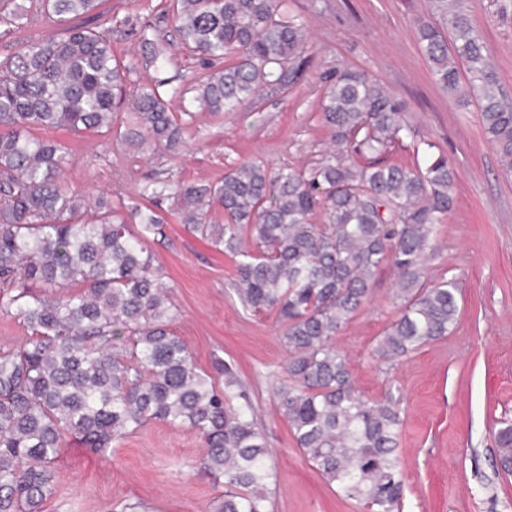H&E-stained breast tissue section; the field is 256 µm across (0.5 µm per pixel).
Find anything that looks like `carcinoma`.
Listing matches in <instances>:
<instances>
[{
    "instance_id": "obj_1",
    "label": "carcinoma",
    "mask_w": 512,
    "mask_h": 512,
    "mask_svg": "<svg viewBox=\"0 0 512 512\" xmlns=\"http://www.w3.org/2000/svg\"><path fill=\"white\" fill-rule=\"evenodd\" d=\"M101 2L0 0L11 36L0 44V312L31 331L0 348V512H41L66 436L102 453L151 422L202 439L201 468L224 482L216 512H271V450L250 389L222 360L211 373L199 367L172 330V287L148 250L164 237L166 201L189 231L238 257L242 306L282 326L288 356L276 399L297 447L346 499L399 512L400 397L365 396L335 340L384 263L399 275L400 313L373 349L377 360L399 362L457 322L456 283L420 282L435 224L454 207L448 158L423 169L379 160L409 131L402 106L366 72L344 70L322 103L338 149L311 168L246 162L215 185L147 177L144 206L129 211L107 191L77 195L61 177L67 148L32 131L106 133L173 153L184 146L183 120L283 92L308 62L304 23L282 14L283 0H174L179 45L201 61L190 86L168 75L172 44L149 22L134 29L140 56L128 62L112 55L110 26L18 39ZM431 2L438 20L419 22L417 37L434 80L478 97L484 133L511 172L512 101L474 26L473 0ZM141 65L155 73L145 84L130 81ZM317 212L325 223L311 222ZM495 444L511 475L512 423Z\"/></svg>"
}]
</instances>
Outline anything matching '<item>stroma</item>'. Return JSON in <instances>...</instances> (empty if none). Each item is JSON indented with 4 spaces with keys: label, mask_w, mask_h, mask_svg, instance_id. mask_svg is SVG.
Returning a JSON list of instances; mask_svg holds the SVG:
<instances>
[{
    "label": "stroma",
    "mask_w": 512,
    "mask_h": 512,
    "mask_svg": "<svg viewBox=\"0 0 512 512\" xmlns=\"http://www.w3.org/2000/svg\"><path fill=\"white\" fill-rule=\"evenodd\" d=\"M288 16L302 20L312 47L302 78L276 97L218 116L199 114L179 152L149 155L131 147L105 148L104 137L52 131L72 161L63 180L89 196L107 190L134 206L145 176L215 183L241 163L259 160L275 169H304L331 146L320 102L326 77L361 69L405 106L417 132L402 139L387 162H426L445 154L455 172V207L436 224L423 278L455 281L458 320L448 336L394 366L372 354L395 319L397 274L376 273L368 301L336 337L357 387L367 397L399 392V453L406 473L402 512H512V476L493 465L494 433L512 420V172L485 137L474 98L458 101L434 81L416 38L430 16L429 0H286ZM112 52L124 60L140 53L131 28L149 22L175 39L172 0H103ZM474 25L491 67L512 95V0H476ZM165 236L149 248L173 285L178 316L172 326L197 364H232L252 392L259 427L273 450L274 512H365L328 485L298 448L276 409L286 349L271 313L245 310L233 293L237 259L166 215ZM202 441L193 432L153 422L103 454L66 437L59 451V483L42 512H120L138 503L144 512H213L224 493L204 472Z\"/></svg>",
    "instance_id": "1"
}]
</instances>
